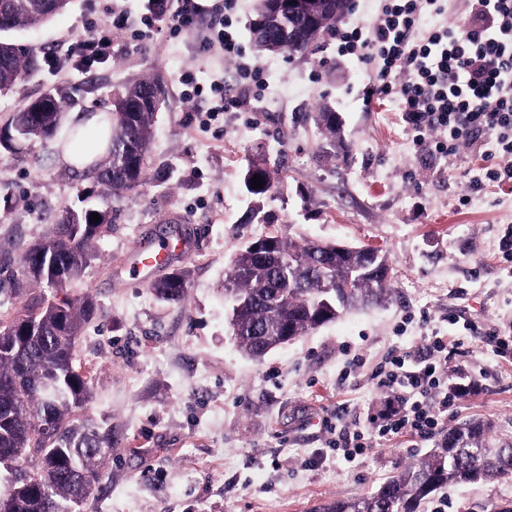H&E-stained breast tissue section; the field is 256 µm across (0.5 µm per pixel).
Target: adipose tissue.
Wrapping results in <instances>:
<instances>
[{"label":"adipose tissue","mask_w":512,"mask_h":512,"mask_svg":"<svg viewBox=\"0 0 512 512\" xmlns=\"http://www.w3.org/2000/svg\"><path fill=\"white\" fill-rule=\"evenodd\" d=\"M70 129L77 131V139L60 144L57 160L61 166L75 170L101 161L111 148L112 125L102 114L70 113Z\"/></svg>","instance_id":"1"}]
</instances>
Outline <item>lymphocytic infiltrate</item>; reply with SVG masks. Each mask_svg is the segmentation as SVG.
<instances>
[{
	"mask_svg": "<svg viewBox=\"0 0 512 512\" xmlns=\"http://www.w3.org/2000/svg\"><path fill=\"white\" fill-rule=\"evenodd\" d=\"M237 0H224L211 11L216 23L200 31L203 7L197 0H153V11L141 16L143 27H152L156 17H166L171 33L201 36L204 46L225 58L239 59L240 80L248 86L263 83L261 67L243 62V49L233 15ZM441 0H381L376 20L366 27L337 32L340 52L358 56L377 73L371 90L376 95H395L401 111L425 144L430 129H440L448 138V151L459 142L494 141L503 162L488 170L486 179L512 183V0H468L465 26L456 30L443 25ZM433 19L421 28V15ZM125 17L88 21L83 35L68 42L51 57L52 66L69 65L89 70L112 54V43L101 37L105 26L120 29ZM181 98L194 106L210 94L208 115L236 108L227 96L223 80L210 86L197 83L192 73L180 77ZM442 337L429 339L426 354L403 351L391 355L386 369L377 375V386L392 395L393 420L389 433L409 431L421 436L439 426L438 408L447 407L459 394L442 373Z\"/></svg>",
	"mask_w": 512,
	"mask_h": 512,
	"instance_id": "lymphocytic-infiltrate-1",
	"label": "lymphocytic infiltrate"
}]
</instances>
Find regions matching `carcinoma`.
<instances>
[{
    "instance_id": "carcinoma-1",
    "label": "carcinoma",
    "mask_w": 512,
    "mask_h": 512,
    "mask_svg": "<svg viewBox=\"0 0 512 512\" xmlns=\"http://www.w3.org/2000/svg\"><path fill=\"white\" fill-rule=\"evenodd\" d=\"M69 0H5L0 25L12 30L39 26L65 9ZM329 27L313 29L286 12L269 20L266 38L250 33L259 54L304 55ZM39 56L15 43L0 40V91L12 89L41 69ZM154 79H141L118 93L114 100L131 111L112 113V152L102 164L90 166L101 188L105 204L117 193H135L146 182L147 164L154 138L157 107L144 99ZM54 108L34 123L27 108L14 113L10 125L23 129L24 140L47 139L56 133L66 112L67 92H48ZM325 136L324 153L339 161L349 156L342 131L327 121L320 126ZM255 175L265 184L247 192L256 200L271 197L273 177L262 164L248 167L245 182ZM73 214L65 210L57 217L54 231L43 246L56 258L58 269L43 276L34 270L31 250L25 248L12 277L19 286L34 284L56 288L79 277L92 259L93 242L101 228L112 223L101 216L94 230L74 235L65 220ZM388 260L378 249L336 242L296 243L279 236L269 248L252 250L246 243L235 254L224 280V291L233 297L230 326L240 350L254 360L305 333L338 320L359 305H381L393 294ZM187 288L186 274L173 272L155 293L164 301L179 304ZM98 304L90 295L69 302L59 312L52 304H38L23 312L35 323V336L16 332L1 334L0 347V470L21 473L38 463L41 489L23 477L0 486V506L7 512H72L82 504L85 486L99 482V467L112 450V429L91 427L74 418L90 395V380L71 374L68 360L85 324L93 318ZM55 379L60 394L48 400L38 389L42 379ZM47 420L50 432L35 441L27 437L39 420ZM37 449V456L24 452ZM512 476V437L498 434L494 421L474 420L448 430L438 448L416 462L397 467L375 491L352 498H336L313 512H421L422 505L439 489L477 482H494Z\"/></svg>"
}]
</instances>
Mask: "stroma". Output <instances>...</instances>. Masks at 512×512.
I'll use <instances>...</instances> for the list:
<instances>
[{"instance_id":"35a3bbf8","label":"stroma","mask_w":512,"mask_h":512,"mask_svg":"<svg viewBox=\"0 0 512 512\" xmlns=\"http://www.w3.org/2000/svg\"><path fill=\"white\" fill-rule=\"evenodd\" d=\"M254 3L240 0L236 20L246 56L266 73L265 91L243 90L232 61L210 58L196 37H171L161 18L143 35L113 31L111 60L91 70L46 66L0 94L3 125L56 88L69 92L68 111L92 113L111 111L114 94L144 76L165 90L146 183L113 197L112 224L90 266L58 291L92 295L104 310L86 324L75 354L92 380L84 413L111 427L114 447L80 512H313L376 490L466 420L485 417L512 433V257L499 247L512 226V184H472L502 161L493 141L450 155L417 146L397 102L367 98L373 72L338 53L334 32L370 24L379 0H355L304 56L256 52ZM147 11V0H70L43 26L7 37L49 57L87 19L115 12L135 20ZM218 67L241 109L208 121V101L195 112L182 105L179 77L189 70L206 83ZM323 104L343 119L348 162L320 151L311 115ZM67 133L16 153L0 148V261L44 239L62 209L97 203L96 181L56 161ZM253 162L271 170L273 198L247 192ZM271 231L380 248L392 267V299L252 360L232 334L224 279L234 252ZM176 235L194 252L175 260L189 277L183 302L168 304L126 269L124 255L140 238ZM430 336L447 337L448 380L469 390L432 434L380 436L389 397L374 373L393 353L424 350ZM339 412L367 431L369 449L351 463L328 446L323 421ZM504 499H512V477L444 487L422 512H493Z\"/></svg>"}]
</instances>
